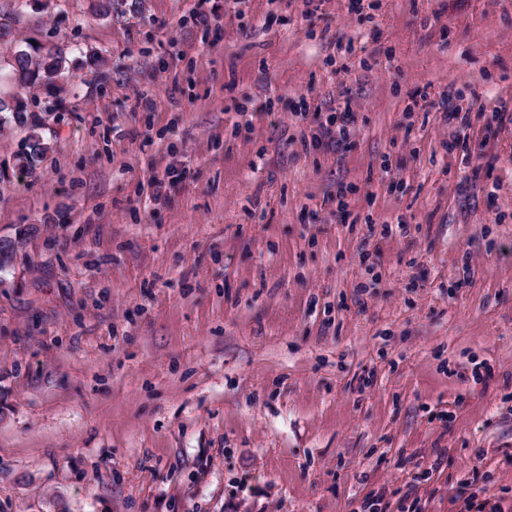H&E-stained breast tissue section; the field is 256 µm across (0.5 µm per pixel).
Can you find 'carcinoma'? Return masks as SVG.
<instances>
[{"label": "carcinoma", "instance_id": "1", "mask_svg": "<svg viewBox=\"0 0 512 512\" xmlns=\"http://www.w3.org/2000/svg\"><path fill=\"white\" fill-rule=\"evenodd\" d=\"M14 59L15 63L9 68L12 79L22 87L36 86L49 95L60 89V83L67 78L71 67L79 64L92 68L100 63V57L94 53L84 55V59L77 63L68 60L64 54L51 49L46 51L30 43L25 49H17ZM12 126L29 129L27 143L15 157L19 171L29 174L49 151L50 143L44 125L30 112L28 100L21 95L0 98V133Z\"/></svg>", "mask_w": 512, "mask_h": 512}]
</instances>
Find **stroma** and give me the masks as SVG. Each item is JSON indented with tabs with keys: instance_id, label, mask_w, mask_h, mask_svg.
<instances>
[{
	"instance_id": "obj_1",
	"label": "stroma",
	"mask_w": 512,
	"mask_h": 512,
	"mask_svg": "<svg viewBox=\"0 0 512 512\" xmlns=\"http://www.w3.org/2000/svg\"><path fill=\"white\" fill-rule=\"evenodd\" d=\"M94 4L0 0L105 59L0 78V512H512V0ZM11 126H22L29 129L24 149L15 157V165L21 173L31 174L51 148L45 136L44 125L30 113L29 102L21 95L0 98V133Z\"/></svg>"
}]
</instances>
